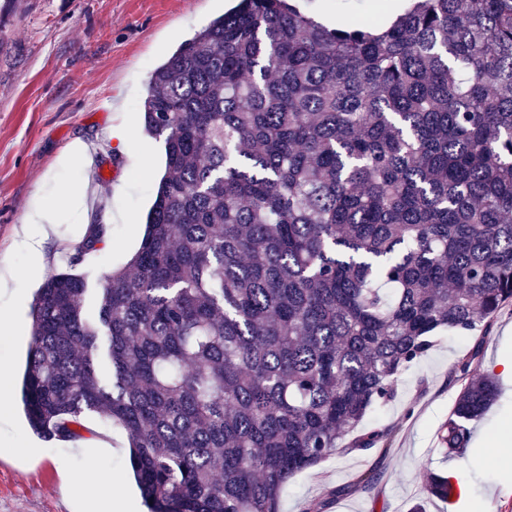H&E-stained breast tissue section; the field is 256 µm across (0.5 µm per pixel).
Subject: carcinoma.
<instances>
[{"instance_id":"1","label":"carcinoma","mask_w":512,"mask_h":512,"mask_svg":"<svg viewBox=\"0 0 512 512\" xmlns=\"http://www.w3.org/2000/svg\"><path fill=\"white\" fill-rule=\"evenodd\" d=\"M142 125L165 165L140 245L93 316L83 276L44 281L21 401L61 441L111 420L147 512H280L297 473L388 447L364 422L434 335L512 304V0L336 28L238 0L154 69ZM479 355L448 458L498 395Z\"/></svg>"}]
</instances>
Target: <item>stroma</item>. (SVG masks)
I'll return each mask as SVG.
<instances>
[{
  "instance_id": "obj_1",
  "label": "stroma",
  "mask_w": 512,
  "mask_h": 512,
  "mask_svg": "<svg viewBox=\"0 0 512 512\" xmlns=\"http://www.w3.org/2000/svg\"><path fill=\"white\" fill-rule=\"evenodd\" d=\"M229 6L230 0H0V263L25 287L21 295L0 292V313L15 321L11 334H0V363L13 369L9 394L0 399V410L13 419L0 427V512H81L69 494L72 478L121 502L125 512H144L121 429L95 414L86 417L94 440L49 439L30 428L21 380L32 342L31 305L46 274L68 267L92 225H103L104 242L76 267L91 287L138 249L164 169L162 142L142 128L150 75ZM78 141L85 157L63 161ZM36 194L56 207L52 236L67 242L52 250L42 275L34 272L22 230ZM474 344L469 335H440L401 375L395 399L367 419L388 430L390 449L340 453L296 474L281 492L280 512H305L308 501L336 487L345 493L328 512H409L428 474L441 470L462 477L470 502L512 512V467L472 453L447 459L436 440L460 391L452 369ZM480 344L479 375L512 352V306ZM364 473L375 474L376 485L352 491Z\"/></svg>"
}]
</instances>
